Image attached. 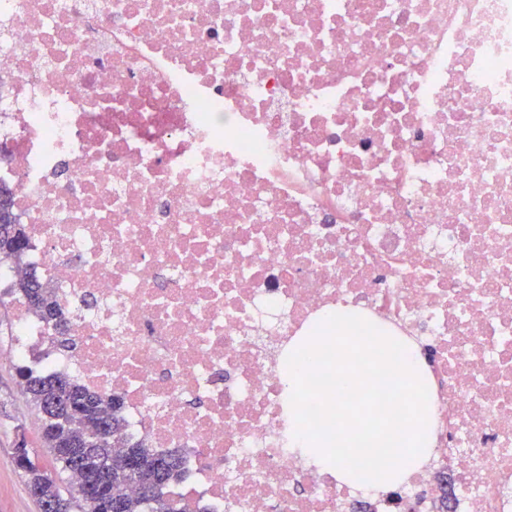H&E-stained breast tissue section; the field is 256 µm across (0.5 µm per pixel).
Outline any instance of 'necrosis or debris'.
<instances>
[{
  "label": "necrosis or debris",
  "instance_id": "4bbe7bcc",
  "mask_svg": "<svg viewBox=\"0 0 512 512\" xmlns=\"http://www.w3.org/2000/svg\"><path fill=\"white\" fill-rule=\"evenodd\" d=\"M0 185L185 512H512V0H0ZM417 344L435 455L355 493L288 446L279 364L336 308Z\"/></svg>",
  "mask_w": 512,
  "mask_h": 512
}]
</instances>
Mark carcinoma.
<instances>
[{
    "instance_id": "cac0c4a2",
    "label": "carcinoma",
    "mask_w": 512,
    "mask_h": 512,
    "mask_svg": "<svg viewBox=\"0 0 512 512\" xmlns=\"http://www.w3.org/2000/svg\"><path fill=\"white\" fill-rule=\"evenodd\" d=\"M6 193L3 208L10 222L0 223V238L14 234L13 249L1 257L0 263L18 262L25 254L27 237L24 226L16 223L12 194ZM16 291L30 308L57 330L54 342L62 350L75 346V341L61 330L58 306L51 289L40 276L29 271L14 284ZM18 376L23 390L41 415V438L49 449L59 470L76 476L74 493L65 497L55 477L44 470L34 471L27 466L21 470L27 477L30 495L54 501L55 512H182L170 488L186 478L182 462L176 455H156L138 442L127 440L119 416L120 401L104 399L86 391L67 375L41 376L20 367ZM132 453L137 464L130 469L124 454ZM96 472L108 483L101 502H88L82 492L86 474Z\"/></svg>"
}]
</instances>
